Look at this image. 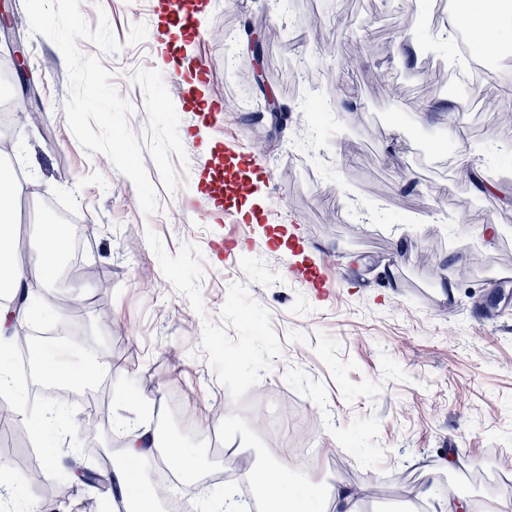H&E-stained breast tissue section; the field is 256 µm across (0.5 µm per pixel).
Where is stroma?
I'll return each instance as SVG.
<instances>
[{
	"label": "stroma",
	"mask_w": 512,
	"mask_h": 512,
	"mask_svg": "<svg viewBox=\"0 0 512 512\" xmlns=\"http://www.w3.org/2000/svg\"><path fill=\"white\" fill-rule=\"evenodd\" d=\"M167 0H81L97 25L105 10L122 43L100 55L132 111L158 210L145 214L131 180L102 154L87 155L64 112V56L31 33L23 0H10L0 28L15 33L21 72L0 94H30L36 117L12 115L13 154L36 182L41 214L71 208L86 264L99 273L57 272L33 286L41 348L50 331L76 322L86 336L71 365L112 360V374L87 382L93 402L56 403L65 423L0 428V474L16 480L11 512H109L110 490L54 483L53 459L85 456L94 468L119 460L112 435L158 408L161 419L194 412L193 434L168 431L189 448L198 472L184 492L224 512V493L241 467L271 460L304 471L318 485L364 487L361 512H444L449 501L490 499L512 512V304L491 306L499 278L512 287V130L498 122L512 98L483 112L473 97L443 107L424 95L429 75L410 67L414 49L434 36L431 0H299L306 17L280 0H193L197 37L174 30ZM264 22L265 61L278 75L267 90L251 76L246 28ZM143 43L127 44L133 25ZM409 27L410 41L398 31ZM358 63H345L349 51ZM200 99L218 102L210 120L188 102L198 66ZM330 73L337 88L295 80L294 69ZM283 108L279 126L267 96ZM470 175L457 172L459 145ZM240 177L212 196L204 180L212 156ZM327 265L336 278L312 287L298 270ZM112 301L111 321L96 308ZM263 384L264 411L289 417L303 403L318 421L308 436L319 455L268 446L253 420L224 411L229 391ZM136 393L135 405L119 393ZM107 403L110 423L96 422ZM39 462L50 486L23 477ZM429 485L413 504L404 490Z\"/></svg>",
	"instance_id": "1"
}]
</instances>
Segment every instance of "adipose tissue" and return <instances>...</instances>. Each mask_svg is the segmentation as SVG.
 I'll return each mask as SVG.
<instances>
[{
    "label": "adipose tissue",
    "mask_w": 512,
    "mask_h": 512,
    "mask_svg": "<svg viewBox=\"0 0 512 512\" xmlns=\"http://www.w3.org/2000/svg\"><path fill=\"white\" fill-rule=\"evenodd\" d=\"M472 24L492 28L496 37L484 43L482 53L494 55L500 49L505 33L512 31V0H456L436 36L450 40L458 28ZM29 190L5 168L0 169V246L8 242L13 233L17 201ZM41 248L27 263L18 262L12 254L0 249V296H15L30 283L45 284L57 273L58 261L65 253L68 236L52 217L44 216L39 226ZM160 459L184 476L194 475L196 461L180 445L161 446L157 431L143 424L132 434L124 451L121 466L115 472L124 500L130 501L133 512H154L156 490L143 475L144 465ZM241 477L263 501L264 512H360L358 493L342 485L325 488L309 483L301 474H291L276 462L242 471Z\"/></svg>",
    "instance_id": "1"
}]
</instances>
